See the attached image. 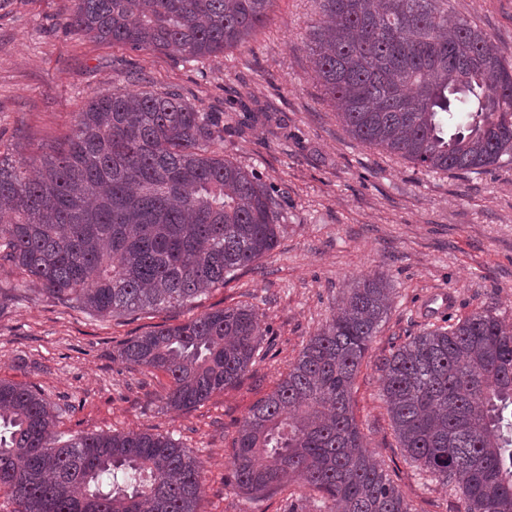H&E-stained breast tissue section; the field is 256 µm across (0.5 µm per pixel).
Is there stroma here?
<instances>
[{"mask_svg": "<svg viewBox=\"0 0 512 512\" xmlns=\"http://www.w3.org/2000/svg\"><path fill=\"white\" fill-rule=\"evenodd\" d=\"M74 0H0V157L36 158L72 134L92 97L178 92L220 115L218 155L256 173L273 195L279 242L251 270L165 310L100 317L0 273V379L70 404L66 437L148 431L201 459L204 512H288L289 488L248 499L231 476L234 440L253 405L330 320L355 281L380 277L392 307L364 356L352 410L364 442L413 512H461L460 495L400 447L381 396L380 364L430 325L487 311L512 325V164L482 174L434 173L353 139L323 102L306 44L317 0H277L270 25L218 57L137 51L75 34ZM512 58V0H448ZM254 307L259 356L204 404L168 408L170 379L130 367V337L211 310Z\"/></svg>", "mask_w": 512, "mask_h": 512, "instance_id": "obj_1", "label": "stroma"}]
</instances>
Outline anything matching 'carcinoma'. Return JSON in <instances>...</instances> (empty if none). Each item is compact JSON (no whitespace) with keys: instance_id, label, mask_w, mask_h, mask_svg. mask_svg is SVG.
Masks as SVG:
<instances>
[{"instance_id":"obj_1","label":"carcinoma","mask_w":512,"mask_h":512,"mask_svg":"<svg viewBox=\"0 0 512 512\" xmlns=\"http://www.w3.org/2000/svg\"><path fill=\"white\" fill-rule=\"evenodd\" d=\"M276 0H74L66 25L171 56H217L272 20ZM308 49L324 101L361 143L426 171L482 174L512 163V61L448 0H319ZM219 116L176 92L104 95L41 166L0 159V269L60 304L101 316L166 309L224 285L272 251L266 185L208 154ZM364 278L309 338L237 431L236 486L274 493L292 477L324 512H412L363 443L351 411L361 362L391 307ZM249 306L133 336L129 365L166 374L167 404L193 409L235 385L260 350ZM398 441L461 493L463 512H512V325L477 311L422 331L382 362ZM65 412L0 380V489L16 512H202V463L149 432L56 431Z\"/></svg>"}]
</instances>
